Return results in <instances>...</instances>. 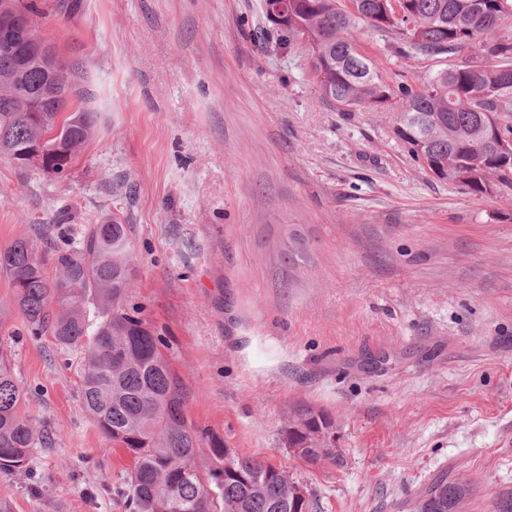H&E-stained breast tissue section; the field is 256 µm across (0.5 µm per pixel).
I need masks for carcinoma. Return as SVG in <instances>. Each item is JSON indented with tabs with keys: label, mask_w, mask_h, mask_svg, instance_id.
<instances>
[{
	"label": "carcinoma",
	"mask_w": 512,
	"mask_h": 512,
	"mask_svg": "<svg viewBox=\"0 0 512 512\" xmlns=\"http://www.w3.org/2000/svg\"><path fill=\"white\" fill-rule=\"evenodd\" d=\"M263 10L275 47L308 63L323 98L339 112L398 107L394 135L431 177L491 194L486 174L512 187V0H285ZM14 10L37 15L23 0H0V17ZM381 35L380 51L395 69H380L358 42L362 29ZM408 61L426 64L411 84L397 71ZM61 83L51 86L43 65L22 67L0 45V156L19 168L42 150L43 171L59 178L95 136V116L73 112L46 137L54 119L77 92L79 72L60 63ZM59 225L48 274L36 242L22 239L0 250V271L32 336H52L84 359L80 396L98 430L132 457L123 495L134 512H317L308 498L292 502L289 477L270 473L265 460L236 454L224 440L209 439L197 465L202 438L183 411L185 392L160 348V339L128 309L134 257L127 225L118 219L88 224L79 245ZM22 399L8 361L0 357V473L28 469L44 433L19 415ZM334 425L329 413L300 406L286 435L300 424L311 431ZM334 448H313L312 464H336ZM469 495L460 479L442 475L416 501L415 512H459Z\"/></svg>",
	"instance_id": "carcinoma-1"
}]
</instances>
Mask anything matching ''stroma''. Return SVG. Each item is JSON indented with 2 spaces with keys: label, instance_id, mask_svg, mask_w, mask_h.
<instances>
[{
  "label": "stroma",
  "instance_id": "stroma-1",
  "mask_svg": "<svg viewBox=\"0 0 512 512\" xmlns=\"http://www.w3.org/2000/svg\"><path fill=\"white\" fill-rule=\"evenodd\" d=\"M80 68L96 133L69 176L0 159V248L119 217L129 304L164 340L196 427L275 463L321 512H414L439 475L462 512L512 495V187L428 178L394 110L339 112L305 62L254 38L263 0H31ZM304 239L289 257L291 237ZM0 353L43 429L0 473L12 512H127L132 460L83 411V362L30 336L0 272ZM342 465L294 458L296 406ZM292 417L293 419L292 421L289 420L288 428L285 434L288 436V438H293L298 441L301 438L306 437V435H302L292 430V428L298 424L302 425L309 431H313L314 427L323 423H328L329 425L334 426V420L330 414L324 410H315L309 407L300 406L294 409Z\"/></svg>",
  "mask_w": 512,
  "mask_h": 512
}]
</instances>
